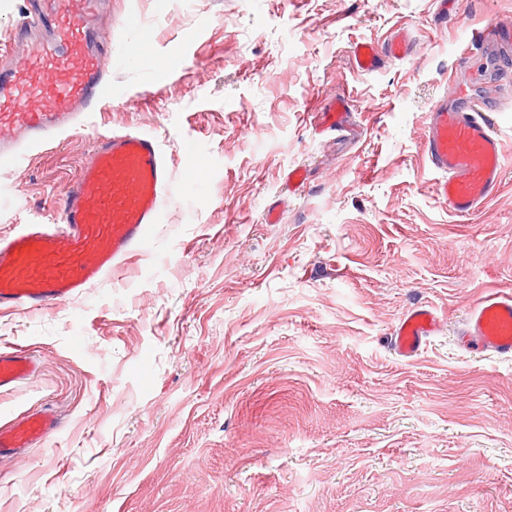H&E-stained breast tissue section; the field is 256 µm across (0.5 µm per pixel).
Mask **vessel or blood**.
<instances>
[{
    "instance_id": "vessel-or-blood-1",
    "label": "vessel or blood",
    "mask_w": 512,
    "mask_h": 512,
    "mask_svg": "<svg viewBox=\"0 0 512 512\" xmlns=\"http://www.w3.org/2000/svg\"><path fill=\"white\" fill-rule=\"evenodd\" d=\"M108 0H31L13 28L17 62L0 63V170L17 167L31 149L83 127L101 100L111 97L107 51L99 38ZM415 46L397 31L354 50L358 71L410 57ZM346 101L313 112L315 134L348 131ZM496 100L473 96L463 85L453 100L433 102L420 149L436 174L435 198L451 215L467 217L498 193L504 174L503 142L491 114ZM172 172L156 138L137 129L97 134L53 224H17L0 237V309L37 312L65 302L111 278L131 257L146 254L168 202ZM442 318L433 307L409 309L389 342L400 357L420 353ZM465 334L476 349L512 357V294L491 293L473 305ZM40 371L31 354L0 351V390H12ZM61 428L50 408L0 426V461L44 443Z\"/></svg>"
}]
</instances>
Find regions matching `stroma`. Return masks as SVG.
<instances>
[{
    "label": "stroma",
    "mask_w": 512,
    "mask_h": 512,
    "mask_svg": "<svg viewBox=\"0 0 512 512\" xmlns=\"http://www.w3.org/2000/svg\"><path fill=\"white\" fill-rule=\"evenodd\" d=\"M492 21L512 0H111L112 96L0 171V235L58 216L95 134L128 125L157 137L173 195L112 280L0 310V351L42 361L0 392V424L46 405L65 421L0 463V512H512V358L459 338L481 295L512 292V110L493 115L505 186L470 220L420 151L449 78L512 103L502 48L471 44ZM399 28L414 54L357 73L355 45ZM335 95L358 139L311 131ZM417 303L444 328L404 360L389 333Z\"/></svg>",
    "instance_id": "obj_1"
}]
</instances>
